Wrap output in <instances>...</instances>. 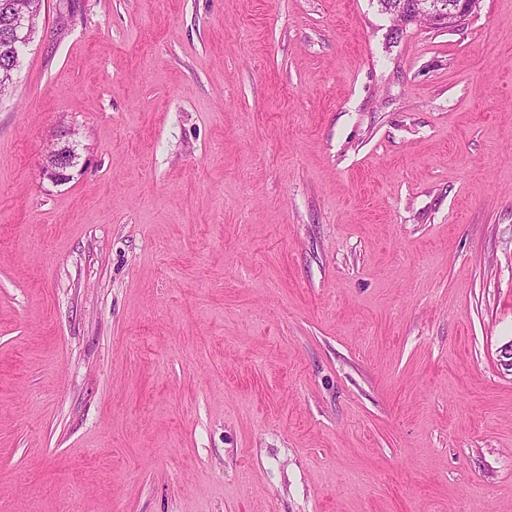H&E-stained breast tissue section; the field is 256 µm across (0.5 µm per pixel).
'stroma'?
I'll return each instance as SVG.
<instances>
[{"label": "stroma", "instance_id": "35a3bbf8", "mask_svg": "<svg viewBox=\"0 0 512 512\" xmlns=\"http://www.w3.org/2000/svg\"><path fill=\"white\" fill-rule=\"evenodd\" d=\"M15 81L0 512H512V0H44ZM468 4V0H423L422 8L425 16L434 22L455 25L464 22ZM61 148H54L49 151L43 158L41 163L42 175L50 179L52 182H61L62 177H66L63 173L64 169L71 168L67 164L63 155L60 153ZM64 174V175H63Z\"/></svg>", "mask_w": 512, "mask_h": 512}]
</instances>
